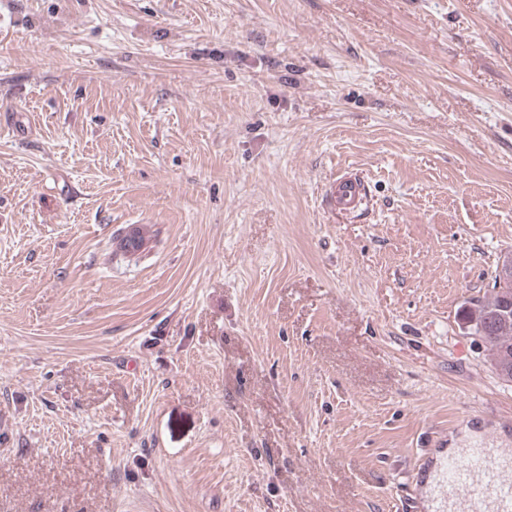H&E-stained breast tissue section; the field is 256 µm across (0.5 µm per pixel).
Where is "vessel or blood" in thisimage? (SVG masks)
I'll use <instances>...</instances> for the list:
<instances>
[{
    "mask_svg": "<svg viewBox=\"0 0 512 512\" xmlns=\"http://www.w3.org/2000/svg\"><path fill=\"white\" fill-rule=\"evenodd\" d=\"M364 183L353 176L337 179L328 201L339 211L358 207ZM426 512H512V450L474 447L462 459L432 455L421 475Z\"/></svg>",
    "mask_w": 512,
    "mask_h": 512,
    "instance_id": "obj_1",
    "label": "vessel or blood"
}]
</instances>
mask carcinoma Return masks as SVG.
Returning a JSON list of instances; mask_svg holds the SVG:
<instances>
[{
  "label": "carcinoma",
  "mask_w": 512,
  "mask_h": 512,
  "mask_svg": "<svg viewBox=\"0 0 512 512\" xmlns=\"http://www.w3.org/2000/svg\"><path fill=\"white\" fill-rule=\"evenodd\" d=\"M463 325L469 334L483 337L493 369L512 358V282L502 285L493 277L490 293L469 301Z\"/></svg>",
  "instance_id": "cac0c4a2"
}]
</instances>
